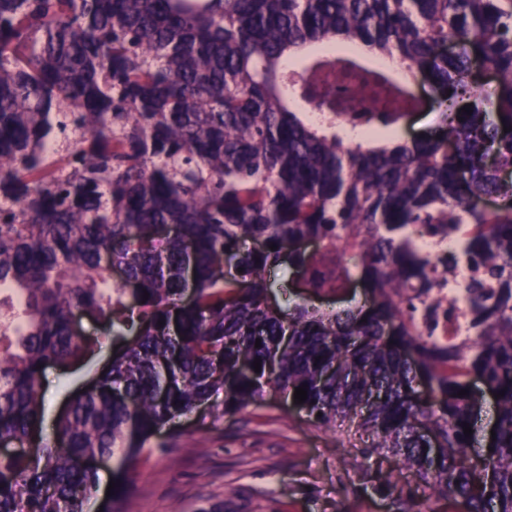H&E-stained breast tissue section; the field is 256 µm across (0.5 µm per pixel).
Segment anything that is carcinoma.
<instances>
[{
  "mask_svg": "<svg viewBox=\"0 0 512 512\" xmlns=\"http://www.w3.org/2000/svg\"><path fill=\"white\" fill-rule=\"evenodd\" d=\"M337 38L427 76L445 128L346 145L318 79L355 61H294ZM389 91L386 126L416 106ZM313 102L326 122L290 109ZM509 170L512 0H0V440L40 433L44 367L122 343L36 458L0 454V512H85L103 456L119 503L169 421L301 386L316 426L368 433L355 457L413 472L418 499L377 477L400 512H512ZM453 285L467 334L428 340ZM475 380L499 394L478 458Z\"/></svg>",
  "mask_w": 512,
  "mask_h": 512,
  "instance_id": "cac0c4a2",
  "label": "carcinoma"
}]
</instances>
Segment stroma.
<instances>
[{
  "label": "stroma",
  "mask_w": 512,
  "mask_h": 512,
  "mask_svg": "<svg viewBox=\"0 0 512 512\" xmlns=\"http://www.w3.org/2000/svg\"><path fill=\"white\" fill-rule=\"evenodd\" d=\"M108 357L47 369L44 427L52 429L69 398ZM178 437L161 433L162 447L144 453L119 512H398L373 489L376 474L396 468L376 456L345 468L349 452L368 444L365 433L326 432L280 399L233 415L204 409L174 423Z\"/></svg>",
  "instance_id": "stroma-1"
}]
</instances>
